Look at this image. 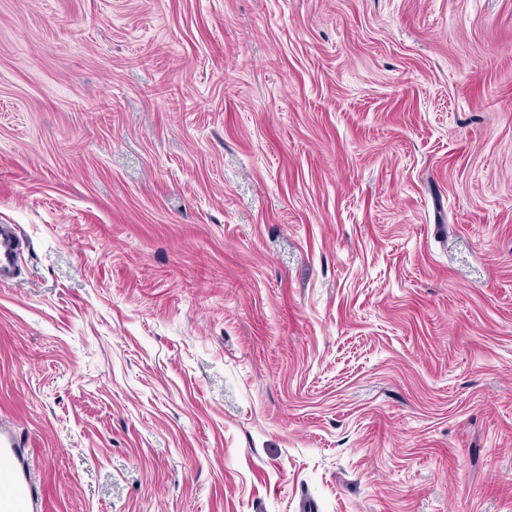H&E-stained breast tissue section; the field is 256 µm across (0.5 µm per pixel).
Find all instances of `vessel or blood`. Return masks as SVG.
<instances>
[{"mask_svg":"<svg viewBox=\"0 0 512 512\" xmlns=\"http://www.w3.org/2000/svg\"><path fill=\"white\" fill-rule=\"evenodd\" d=\"M22 240L16 225L0 224V285L22 275ZM27 452L15 433L0 423V512H41L42 501L26 465Z\"/></svg>","mask_w":512,"mask_h":512,"instance_id":"obj_1","label":"vessel or blood"}]
</instances>
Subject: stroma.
I'll return each mask as SVG.
<instances>
[{
  "label": "stroma",
  "instance_id": "1",
  "mask_svg": "<svg viewBox=\"0 0 512 512\" xmlns=\"http://www.w3.org/2000/svg\"><path fill=\"white\" fill-rule=\"evenodd\" d=\"M0 224L44 512H512V0H0ZM22 240L16 224H0V285H11L22 276Z\"/></svg>",
  "mask_w": 512,
  "mask_h": 512
}]
</instances>
